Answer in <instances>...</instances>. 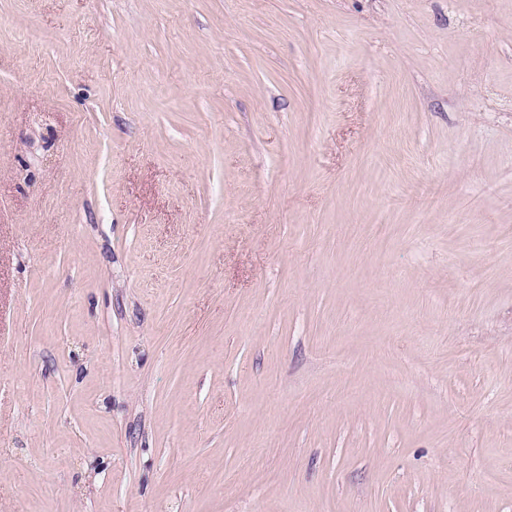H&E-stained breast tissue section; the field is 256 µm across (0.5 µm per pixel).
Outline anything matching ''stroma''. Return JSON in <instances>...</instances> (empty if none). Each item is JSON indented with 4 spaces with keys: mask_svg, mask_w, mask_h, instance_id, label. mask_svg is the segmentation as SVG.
<instances>
[{
    "mask_svg": "<svg viewBox=\"0 0 512 512\" xmlns=\"http://www.w3.org/2000/svg\"><path fill=\"white\" fill-rule=\"evenodd\" d=\"M0 512H512V0H0Z\"/></svg>",
    "mask_w": 512,
    "mask_h": 512,
    "instance_id": "obj_1",
    "label": "stroma"
}]
</instances>
